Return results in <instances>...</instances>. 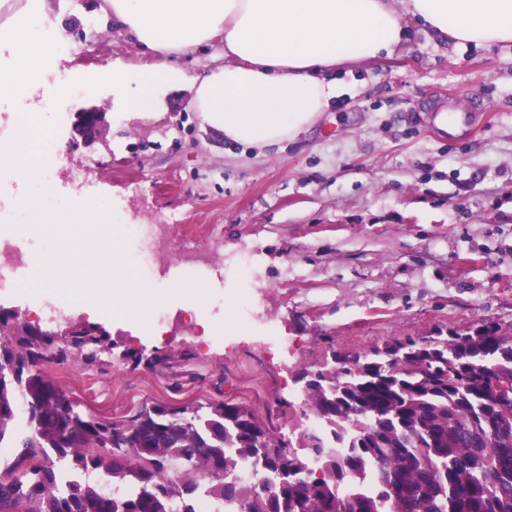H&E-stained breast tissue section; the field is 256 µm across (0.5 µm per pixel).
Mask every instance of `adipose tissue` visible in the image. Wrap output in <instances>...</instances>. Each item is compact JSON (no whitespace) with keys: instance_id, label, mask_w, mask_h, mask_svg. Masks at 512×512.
<instances>
[{"instance_id":"adipose-tissue-1","label":"adipose tissue","mask_w":512,"mask_h":512,"mask_svg":"<svg viewBox=\"0 0 512 512\" xmlns=\"http://www.w3.org/2000/svg\"><path fill=\"white\" fill-rule=\"evenodd\" d=\"M116 26L156 57L147 68L113 61L112 94L131 118L153 117L167 87L179 79L170 56L223 42L222 65L197 75L189 103L225 141L264 150L292 141L331 110L337 72L392 57L406 23L421 24L451 46L512 43V0H104ZM47 0H0V44L12 50V71L53 58L56 39L37 26ZM28 230L52 238L38 259L37 283L67 290L87 248L104 243L100 284L112 285L123 318L148 320L163 296L135 281L111 245L99 205L63 216L31 202Z\"/></svg>"}]
</instances>
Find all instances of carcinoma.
<instances>
[{
	"mask_svg": "<svg viewBox=\"0 0 512 512\" xmlns=\"http://www.w3.org/2000/svg\"><path fill=\"white\" fill-rule=\"evenodd\" d=\"M107 339L96 325L59 336L0 310V444L16 448L0 512H199L204 497L234 512H512V402L490 391L512 387V333L494 325L399 338L303 373L324 431L296 447L233 401L155 403L111 423L83 415L45 368L101 366ZM125 358L154 370L172 356ZM246 462L274 486L245 485ZM370 478L377 494L356 490Z\"/></svg>",
	"mask_w": 512,
	"mask_h": 512,
	"instance_id": "1",
	"label": "carcinoma"
}]
</instances>
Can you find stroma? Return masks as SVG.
<instances>
[{
  "label": "stroma",
  "instance_id": "1",
  "mask_svg": "<svg viewBox=\"0 0 512 512\" xmlns=\"http://www.w3.org/2000/svg\"><path fill=\"white\" fill-rule=\"evenodd\" d=\"M101 0H50L44 19L72 53L44 63L40 83L58 71L95 76L92 92L60 98L56 131L45 145L63 161L56 198L82 190L111 207L112 238L124 256L137 245L123 224H164L183 262L149 278L167 293L157 308L162 334L115 318L112 295L83 273L88 297L56 293L62 311L45 320L43 290H0V308L29 324L61 329L70 321L103 326L114 355L104 370L80 363L50 375L81 412L107 420L155 402H243L290 439L304 418L302 373L333 354L356 355L404 336L464 333L484 324L512 332V45L451 47L410 24L393 57L345 77L337 109L295 141L260 154L206 128L187 109L191 80L221 64L220 46L173 57L183 81L159 112L125 117L106 74L113 60L145 67L152 54L100 9ZM472 113L452 126L434 120L439 105ZM96 106L104 128L92 141L75 132L78 110ZM206 227L209 263L190 227ZM253 266L236 271L244 253ZM195 280L208 298L169 294ZM248 300L255 315L229 331L224 318ZM275 330L280 355L264 341ZM188 353L166 369L133 367L124 350Z\"/></svg>",
  "mask_w": 512,
  "mask_h": 512
}]
</instances>
